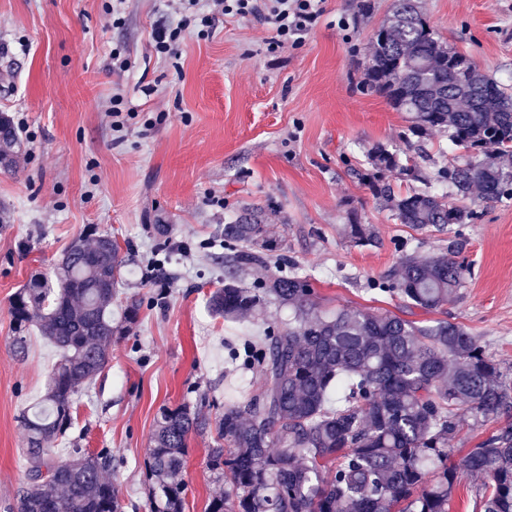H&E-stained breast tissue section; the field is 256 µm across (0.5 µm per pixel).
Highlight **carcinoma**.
Returning <instances> with one entry per match:
<instances>
[{"mask_svg":"<svg viewBox=\"0 0 512 512\" xmlns=\"http://www.w3.org/2000/svg\"><path fill=\"white\" fill-rule=\"evenodd\" d=\"M455 47L442 41L419 0H393L392 14L371 42L363 85L408 115L404 140L436 132L464 151L463 164L444 166L446 192L395 194L385 174L419 179L420 163L376 145L360 173L397 224L442 232L476 217L484 202L512 200V94L478 67L460 77ZM24 143L0 113V168L16 164ZM345 232L372 246L375 228L349 215ZM269 228L262 208L247 205L224 225V284L209 295L212 314L259 318L268 303L291 310L285 325L267 323L264 343L244 349L247 365L265 373L262 393L224 404L211 424L184 404L155 421L145 459L148 512H185L187 441L215 429L207 468L224 494L207 512H449L459 471L481 481L480 512H512V368L489 356L462 324H422L396 314L348 308L328 312L308 277L297 272L245 277L267 267ZM126 261L109 234L91 228L74 239L53 268L10 299L13 346L25 350L38 327L60 356L41 401L20 423L30 482L16 512H124L105 473L112 451L73 449L61 460L53 444L73 425V398L110 360L112 336L128 333L143 300L125 297L123 321L112 325V300ZM468 266L444 251L406 254L379 284L407 307L433 312L464 283ZM499 425L457 463L450 441L461 423Z\"/></svg>","mask_w":512,"mask_h":512,"instance_id":"cac0c4a2","label":"carcinoma"}]
</instances>
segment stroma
Wrapping results in <instances>:
<instances>
[{
	"label": "stroma",
	"instance_id": "obj_1",
	"mask_svg": "<svg viewBox=\"0 0 512 512\" xmlns=\"http://www.w3.org/2000/svg\"><path fill=\"white\" fill-rule=\"evenodd\" d=\"M112 0H0V112L24 142L0 169V512H13L28 481L20 415L43 395L55 348L31 332L25 356L12 346L9 303L32 275L51 272L88 226L117 240L128 260L123 296L144 301L138 326L112 339V359L74 398V425L57 444L111 449L110 474L125 512H144V461L163 408L182 404L223 415L232 396L264 388L259 366L227 363L233 346H258L265 321L213 317L207 299L224 280V224L244 204L263 208L269 272L308 275L323 306L389 311L424 320L374 291L403 253L450 250L470 269L443 318L468 327L512 366V203H477L479 217L441 233L394 223L358 170L377 143L401 144L404 113L361 82L369 47L392 0H326L300 48L267 53L264 25L220 18L210 35L188 37L178 65L156 59L151 34L181 16L163 0H126L110 27ZM438 34L512 92V0H419ZM125 48L133 66L112 69ZM122 91L138 111L112 129L110 100ZM154 120L149 135L140 130ZM224 203H206V193ZM374 225L378 242L357 247L349 211ZM169 227L158 236L154 227ZM211 435H193L182 479L185 512H206L223 481L206 466Z\"/></svg>",
	"mask_w": 512,
	"mask_h": 512
}]
</instances>
